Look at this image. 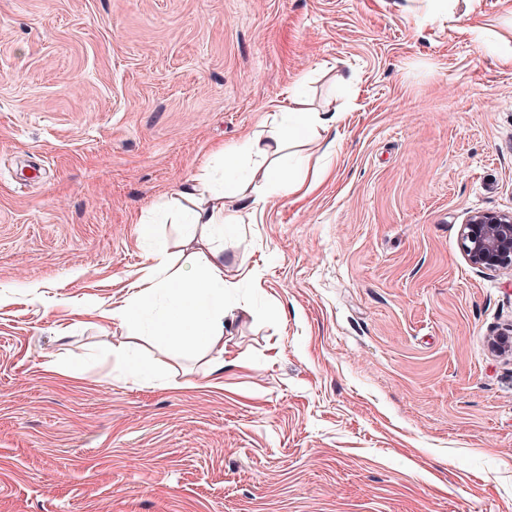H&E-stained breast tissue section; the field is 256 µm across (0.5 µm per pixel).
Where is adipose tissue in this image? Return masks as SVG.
<instances>
[{
    "mask_svg": "<svg viewBox=\"0 0 512 512\" xmlns=\"http://www.w3.org/2000/svg\"><path fill=\"white\" fill-rule=\"evenodd\" d=\"M302 90L293 86L288 104L265 130L247 137L225 162L228 172L223 188L198 180L179 193L189 207L182 214L189 241L200 247L191 254L190 270L174 267L168 253L157 249L155 263L137 281L132 301L115 310L102 311V318L120 317L132 329L152 326L159 335L174 339L180 353L209 355V372L224 371V321L233 312L224 304L223 245L214 235L226 225L243 223L245 217L262 211L274 196L304 198L326 176L319 169L290 181L281 178V164L288 140L314 128L330 130L333 118L304 111ZM168 290L172 299L162 315H155L154 300L160 290Z\"/></svg>",
    "mask_w": 512,
    "mask_h": 512,
    "instance_id": "obj_1",
    "label": "adipose tissue"
}]
</instances>
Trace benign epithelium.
<instances>
[{"label":"benign epithelium","instance_id":"obj_1","mask_svg":"<svg viewBox=\"0 0 512 512\" xmlns=\"http://www.w3.org/2000/svg\"><path fill=\"white\" fill-rule=\"evenodd\" d=\"M460 247L478 268L512 267V213L477 212L460 228Z\"/></svg>","mask_w":512,"mask_h":512}]
</instances>
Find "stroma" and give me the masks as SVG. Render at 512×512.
Returning a JSON list of instances; mask_svg holds the SVG:
<instances>
[{
  "instance_id": "1",
  "label": "stroma",
  "mask_w": 512,
  "mask_h": 512,
  "mask_svg": "<svg viewBox=\"0 0 512 512\" xmlns=\"http://www.w3.org/2000/svg\"><path fill=\"white\" fill-rule=\"evenodd\" d=\"M465 0H0V512H512V67ZM302 83L332 169L223 238V386L99 313ZM149 363V381L113 354ZM460 247L478 268L512 267V213L477 212L461 225Z\"/></svg>"
}]
</instances>
